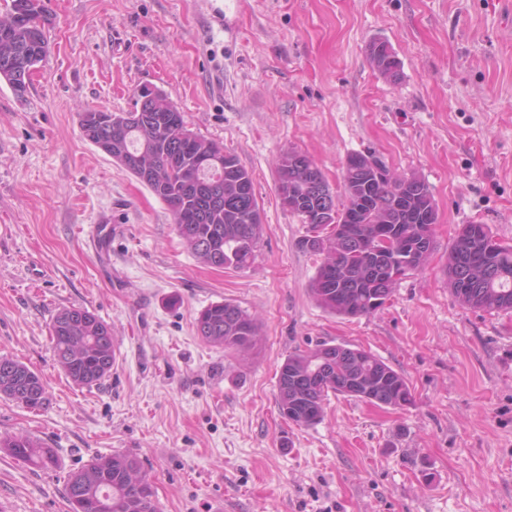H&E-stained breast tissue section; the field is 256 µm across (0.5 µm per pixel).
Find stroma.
Returning <instances> with one entry per match:
<instances>
[{
	"instance_id": "35a3bbf8",
	"label": "stroma",
	"mask_w": 512,
	"mask_h": 512,
	"mask_svg": "<svg viewBox=\"0 0 512 512\" xmlns=\"http://www.w3.org/2000/svg\"><path fill=\"white\" fill-rule=\"evenodd\" d=\"M48 53L24 97L0 81V356L47 384L44 405L0 397V437L54 448L42 470L0 450V512H70L66 482L96 455L138 457L160 512H512V311L461 305L448 251L466 224L512 240V0H49ZM386 38L398 79L368 46ZM163 90L188 129L252 176L253 263H200L166 205L84 138L80 115L132 111ZM308 155L340 192L348 155L416 173L438 209L429 264L368 316L311 297L320 258L276 189ZM116 224L110 252L90 238ZM254 317L246 356L205 343L199 312ZM84 307L118 345L98 385L53 360L50 324ZM361 347L407 381L391 408L330 397L299 427L278 410L295 349Z\"/></svg>"
}]
</instances>
